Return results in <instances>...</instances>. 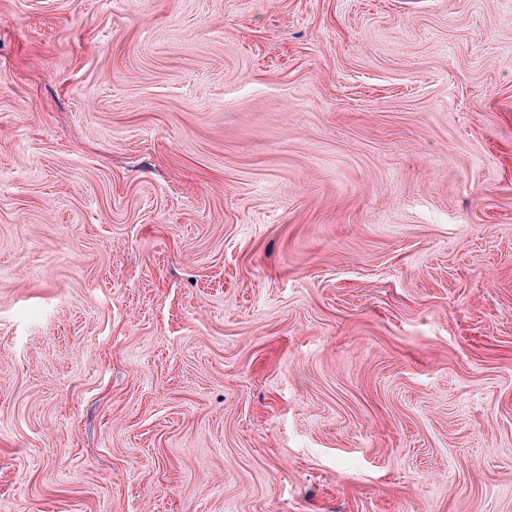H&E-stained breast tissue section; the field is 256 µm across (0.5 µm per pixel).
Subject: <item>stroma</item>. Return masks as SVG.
<instances>
[{
	"mask_svg": "<svg viewBox=\"0 0 512 512\" xmlns=\"http://www.w3.org/2000/svg\"><path fill=\"white\" fill-rule=\"evenodd\" d=\"M0 512H512V0H0Z\"/></svg>",
	"mask_w": 512,
	"mask_h": 512,
	"instance_id": "stroma-1",
	"label": "stroma"
}]
</instances>
